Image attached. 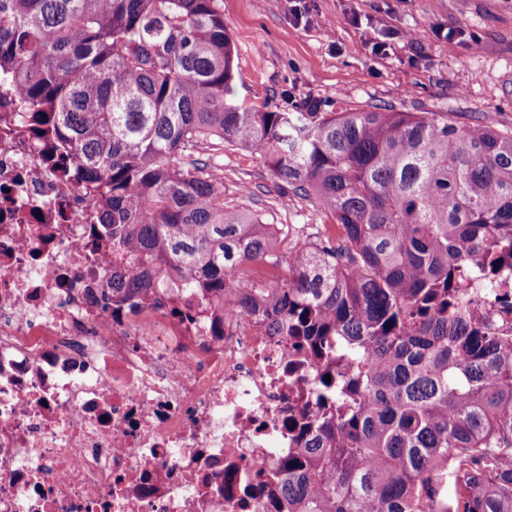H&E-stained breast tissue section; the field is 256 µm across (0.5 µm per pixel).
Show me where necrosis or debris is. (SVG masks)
Listing matches in <instances>:
<instances>
[{
    "label": "necrosis or debris",
    "mask_w": 512,
    "mask_h": 512,
    "mask_svg": "<svg viewBox=\"0 0 512 512\" xmlns=\"http://www.w3.org/2000/svg\"><path fill=\"white\" fill-rule=\"evenodd\" d=\"M0 89V512H288L264 483L322 370L199 288L112 302L125 263L75 160L23 130ZM467 306L512 334V264Z\"/></svg>",
    "instance_id": "obj_1"
}]
</instances>
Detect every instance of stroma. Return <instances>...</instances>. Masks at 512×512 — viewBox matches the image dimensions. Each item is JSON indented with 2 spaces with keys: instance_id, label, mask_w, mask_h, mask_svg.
Wrapping results in <instances>:
<instances>
[{
  "instance_id": "stroma-1",
  "label": "stroma",
  "mask_w": 512,
  "mask_h": 512,
  "mask_svg": "<svg viewBox=\"0 0 512 512\" xmlns=\"http://www.w3.org/2000/svg\"><path fill=\"white\" fill-rule=\"evenodd\" d=\"M237 48L234 86L252 110H289L306 101L343 108L440 112L460 126L484 123L512 135V0H217ZM321 16L297 24L294 10ZM394 31L373 52L353 14ZM417 33L415 43L403 31ZM224 205L267 224H324L316 200L280 205L266 160L240 149L221 162Z\"/></svg>"
}]
</instances>
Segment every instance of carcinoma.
Wrapping results in <instances>:
<instances>
[{
  "mask_svg": "<svg viewBox=\"0 0 512 512\" xmlns=\"http://www.w3.org/2000/svg\"><path fill=\"white\" fill-rule=\"evenodd\" d=\"M235 57L216 0H0V86L100 189V243L132 257L112 302L173 273L321 363L274 471L288 512H512V335L464 310L473 267L512 259V135L439 112H256ZM226 144L332 221L290 240L277 288L242 267L282 257L274 225L224 207Z\"/></svg>",
  "mask_w": 512,
  "mask_h": 512,
  "instance_id": "carcinoma-1",
  "label": "carcinoma"
}]
</instances>
